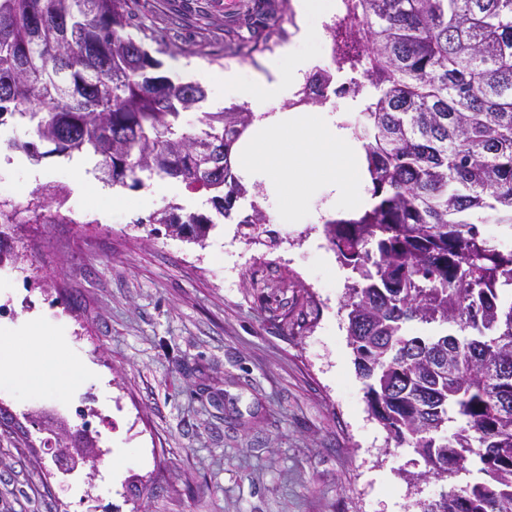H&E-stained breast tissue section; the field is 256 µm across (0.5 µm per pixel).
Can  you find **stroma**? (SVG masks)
<instances>
[{"mask_svg": "<svg viewBox=\"0 0 512 512\" xmlns=\"http://www.w3.org/2000/svg\"><path fill=\"white\" fill-rule=\"evenodd\" d=\"M276 29L253 0H137L155 26L184 15L175 44L182 81L207 92L183 112L197 132L206 112L236 106L222 76L263 72L265 42L293 43L311 26L296 0H269ZM253 45L252 56L235 52ZM112 187L76 197L71 159H19L0 176V199L17 203L64 187L71 224H7L0 246V327L40 317L70 361L85 365L75 388L27 392L0 378V512H420L447 482L410 488L424 471L368 409L347 338L349 276L324 234L336 211L310 201L300 224L246 223L265 197L247 185L230 217L208 192L161 179L145 202ZM212 217L203 244L149 223L155 212ZM58 406L69 432L94 430L103 457L123 468L55 466L56 436L41 411Z\"/></svg>", "mask_w": 512, "mask_h": 512, "instance_id": "stroma-1", "label": "stroma"}]
</instances>
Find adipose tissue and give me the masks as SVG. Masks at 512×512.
I'll return each instance as SVG.
<instances>
[{
	"instance_id": "ef3b65f1",
	"label": "adipose tissue",
	"mask_w": 512,
	"mask_h": 512,
	"mask_svg": "<svg viewBox=\"0 0 512 512\" xmlns=\"http://www.w3.org/2000/svg\"><path fill=\"white\" fill-rule=\"evenodd\" d=\"M311 66V59L292 45L268 59L267 73L258 80L245 81L235 71L223 78L225 96L248 102L254 116L235 153L238 174L243 181L270 187L263 205L281 224L298 223L308 199L317 194L330 195L337 207L350 212L372 202L365 152L348 113L283 107L289 87ZM0 376L23 389L42 390L74 385L81 371L67 364L63 346L33 319L22 332H0Z\"/></svg>"
}]
</instances>
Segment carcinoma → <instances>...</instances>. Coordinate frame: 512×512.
Masks as SVG:
<instances>
[{
	"label": "carcinoma",
	"mask_w": 512,
	"mask_h": 512,
	"mask_svg": "<svg viewBox=\"0 0 512 512\" xmlns=\"http://www.w3.org/2000/svg\"><path fill=\"white\" fill-rule=\"evenodd\" d=\"M133 0H0V125L36 140L7 150L32 162L98 158L102 180L143 174L215 193L229 217L243 195L232 151L253 115L181 114L206 98L132 30ZM336 95L365 99L358 137L376 203L325 224L346 285L348 338L372 415L418 454V478H449L421 512H512V250L483 233L512 229V0H354ZM363 72V79L355 74ZM51 146L40 151L39 145ZM66 191L33 193L28 220L75 224ZM197 243L213 221L152 216ZM432 326L409 336L408 324ZM461 421L453 436L448 424Z\"/></svg>",
	"instance_id": "cac0c4a2"
}]
</instances>
